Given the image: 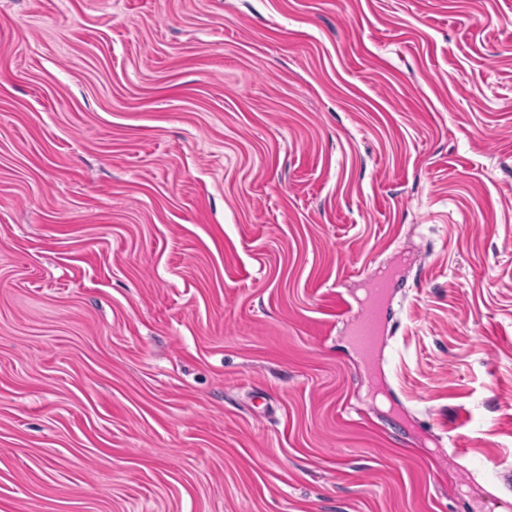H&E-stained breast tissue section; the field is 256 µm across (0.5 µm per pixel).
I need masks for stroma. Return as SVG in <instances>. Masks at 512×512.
<instances>
[{
  "mask_svg": "<svg viewBox=\"0 0 512 512\" xmlns=\"http://www.w3.org/2000/svg\"><path fill=\"white\" fill-rule=\"evenodd\" d=\"M506 472L512 0H0V512H512ZM385 288H387V283L383 278H379L370 284L368 294H371L372 298L369 299L364 308L353 334L360 346L366 351H372L379 340L378 335L384 315Z\"/></svg>",
  "mask_w": 512,
  "mask_h": 512,
  "instance_id": "35a3bbf8",
  "label": "stroma"
}]
</instances>
